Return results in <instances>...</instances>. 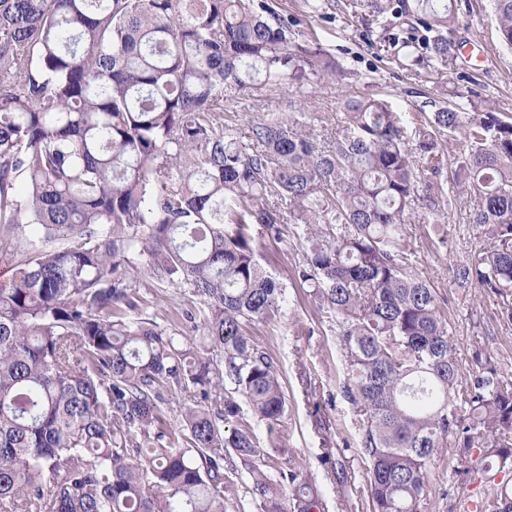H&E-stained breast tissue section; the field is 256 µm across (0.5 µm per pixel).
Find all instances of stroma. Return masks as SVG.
<instances>
[{
    "label": "stroma",
    "instance_id": "stroma-1",
    "mask_svg": "<svg viewBox=\"0 0 512 512\" xmlns=\"http://www.w3.org/2000/svg\"><path fill=\"white\" fill-rule=\"evenodd\" d=\"M345 0H329L322 16L297 23L296 34L316 32L325 51L344 59L345 77L317 87L311 103L328 129H335L342 101L376 92L387 94L405 122L416 120L423 102L440 100L434 82L399 66L380 48L378 24L353 17ZM456 32L466 38L463 55L472 63L465 88L482 96L512 117V50L502 48L491 20L489 0H461ZM443 232H410L416 267L442 299L456 357L464 373H471L476 353L490 357L512 375V325L504 324L492 296L479 288L458 287L452 277L457 263L474 247L469 209L457 203L442 210ZM278 251H262L259 261L287 288V303L267 321L252 325L249 338L278 360L288 399L279 431L309 480L322 493L328 512H370L364 491L367 474L356 451L357 417L336 390L342 372L334 323L320 313L295 279L294 243L302 225L284 224ZM430 493L424 512H468L469 502L487 493L489 480L462 476L447 455L430 464Z\"/></svg>",
    "mask_w": 512,
    "mask_h": 512
}]
</instances>
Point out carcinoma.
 Returning a JSON list of instances; mask_svg holds the SVG:
<instances>
[{
	"label": "carcinoma",
	"instance_id": "obj_1",
	"mask_svg": "<svg viewBox=\"0 0 512 512\" xmlns=\"http://www.w3.org/2000/svg\"><path fill=\"white\" fill-rule=\"evenodd\" d=\"M490 3L512 49V0ZM346 7L453 83L459 0ZM291 26L269 0H0V259L23 256L0 283V512H241L244 495L326 512L277 433L279 363L247 337L285 302L257 248L287 221L305 227L300 286L336 324L372 512H422L444 448L463 475L512 473V380L479 356L462 376L407 241L410 218L470 198L477 245L453 280L512 324V118L456 89L411 127L371 94L329 133L306 98L344 66ZM228 99L255 113L247 132ZM447 135L455 178L424 187ZM143 276L187 307L147 315ZM475 512H512V481Z\"/></svg>",
	"mask_w": 512,
	"mask_h": 512
}]
</instances>
